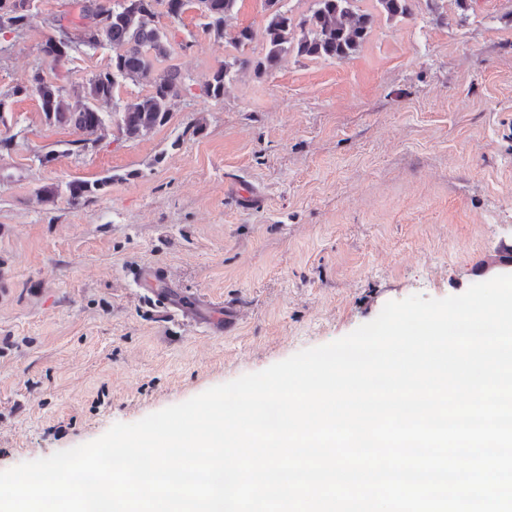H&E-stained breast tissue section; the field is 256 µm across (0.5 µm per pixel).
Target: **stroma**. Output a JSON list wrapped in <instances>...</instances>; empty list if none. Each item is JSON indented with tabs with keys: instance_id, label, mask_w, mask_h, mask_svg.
Masks as SVG:
<instances>
[{
	"instance_id": "1",
	"label": "stroma",
	"mask_w": 512,
	"mask_h": 512,
	"mask_svg": "<svg viewBox=\"0 0 512 512\" xmlns=\"http://www.w3.org/2000/svg\"><path fill=\"white\" fill-rule=\"evenodd\" d=\"M74 3L33 0L23 35L0 34V138L15 141L0 152V471L346 336L389 301L462 294L512 241V0H412L350 59L289 54L218 101L202 92L216 65L261 55L231 36L262 30V0H238L222 37L195 10L160 15L171 54L154 72L178 68L188 90L167 125L87 151L12 93L45 64L46 17ZM111 57L72 52L66 94ZM105 176L84 205L36 195ZM138 266L233 305L236 330L174 316Z\"/></svg>"
}]
</instances>
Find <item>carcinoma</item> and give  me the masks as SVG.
<instances>
[{
	"instance_id": "obj_1",
	"label": "carcinoma",
	"mask_w": 512,
	"mask_h": 512,
	"mask_svg": "<svg viewBox=\"0 0 512 512\" xmlns=\"http://www.w3.org/2000/svg\"><path fill=\"white\" fill-rule=\"evenodd\" d=\"M238 0H76L78 37L60 50L50 34L41 44L50 72L34 71L27 84L15 87L12 94L33 92L38 96L44 118L49 123L78 130L87 135L80 148L102 140L109 129L110 116L100 112L97 103L114 98L120 82L131 80L150 86L147 94L130 101H116L119 115L117 130L128 138L142 137L165 125L171 116L173 100L178 98L185 77L176 68L164 76L153 77V59L170 53L168 33L158 20L155 6L162 3L166 15L177 19L186 7L192 6L204 20V27L218 36L232 17ZM359 0H311L308 12L295 16L288 0H275L267 8V23L262 33L251 28L240 29L233 38L235 47L247 46L261 38L265 53L254 66L259 74L274 71L284 55L294 52L311 59L344 61L364 43L374 23L372 13L357 6ZM376 7L387 18L406 17L411 0H375ZM112 47L111 63L93 75L86 83L84 96L69 102L59 84L62 68L70 53L78 47L96 49ZM250 60L237 56L218 65L203 85L204 94L212 99L224 98L226 84L237 72L248 68ZM109 179L93 182L72 180L64 184L41 187L40 201L51 203L65 196L78 206L90 201Z\"/></svg>"
}]
</instances>
